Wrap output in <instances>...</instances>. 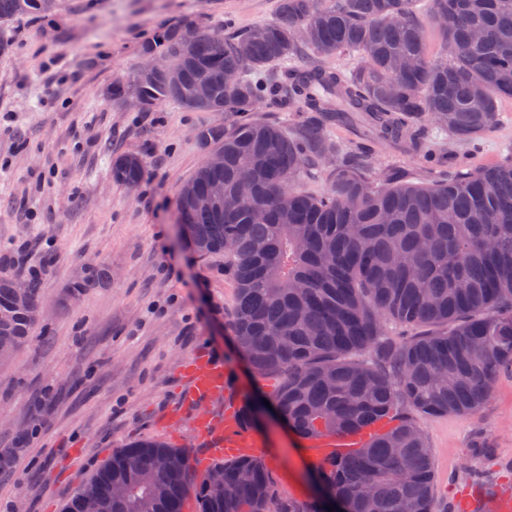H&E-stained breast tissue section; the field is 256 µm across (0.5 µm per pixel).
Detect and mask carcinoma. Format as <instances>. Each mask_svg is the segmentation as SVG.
Returning a JSON list of instances; mask_svg holds the SVG:
<instances>
[{
	"instance_id": "cac0c4a2",
	"label": "carcinoma",
	"mask_w": 512,
	"mask_h": 512,
	"mask_svg": "<svg viewBox=\"0 0 512 512\" xmlns=\"http://www.w3.org/2000/svg\"><path fill=\"white\" fill-rule=\"evenodd\" d=\"M417 0H279V17L216 32L198 23L183 55L180 21L144 41L159 71L133 75L140 111L170 101L234 122L198 132L224 154L200 167L177 197L181 232L202 256L224 254L236 302L229 324L255 373L278 384L268 401L303 439L339 436L387 418L395 425L365 447L317 463L316 480L347 512H432L430 450L414 415L476 414L496 375L512 370V147L501 164L456 170L429 185L374 171L370 156L335 140L345 112H365L378 133L430 158L473 141L512 98V0H428L445 44L427 54ZM58 0H0V23L54 12ZM353 54L357 66L327 70L293 61ZM178 58L173 81L167 61ZM272 65L281 78L268 80ZM239 80L224 87V73ZM201 77L211 98L196 102ZM483 91L472 90L475 83ZM260 108L297 112L288 124L252 119ZM311 160L330 162V186L300 185ZM145 161L124 154L113 178L137 185ZM214 182L224 206H200ZM0 277V345L13 351L33 324ZM393 320L415 329L393 336ZM176 456L179 469L164 461ZM224 491L197 475L189 453L154 438L129 443L90 479L105 512H325L318 496H282L257 456L217 459ZM129 498H112V485Z\"/></svg>"
}]
</instances>
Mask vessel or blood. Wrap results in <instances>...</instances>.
I'll use <instances>...</instances> for the list:
<instances>
[{
  "instance_id": "1",
  "label": "vessel or blood",
  "mask_w": 512,
  "mask_h": 512,
  "mask_svg": "<svg viewBox=\"0 0 512 512\" xmlns=\"http://www.w3.org/2000/svg\"><path fill=\"white\" fill-rule=\"evenodd\" d=\"M181 376L182 407L191 412L193 433L209 443L212 455L234 456L244 450L256 455L263 453L262 440L241 426L234 407H225L220 415L205 408L213 396L225 391L228 375L221 363L208 354L200 353L184 364ZM366 439L363 433L347 437H323L310 441L309 452L316 458L345 453ZM482 494V488L474 481L457 485L452 496L456 512H473Z\"/></svg>"
}]
</instances>
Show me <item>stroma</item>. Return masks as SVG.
Instances as JSON below:
<instances>
[{"label":"stroma","instance_id":"1","mask_svg":"<svg viewBox=\"0 0 512 512\" xmlns=\"http://www.w3.org/2000/svg\"><path fill=\"white\" fill-rule=\"evenodd\" d=\"M279 0H60L48 15L0 26V276H14L19 245L33 249L43 317L0 360V448L27 443L0 473V512H60L127 442L151 436L198 454L189 419L163 423L178 403L180 367L204 352L222 362L242 399L262 400L271 382L247 364L227 325L236 297L223 255L199 256L179 234L176 200L203 162L204 126L221 112L166 102L141 112L113 98L130 80L141 42L168 24L195 19L223 29L275 20ZM498 127L455 148L459 163L493 164L512 146V99ZM335 138L369 148L374 166L414 184L446 178L436 166L372 137L358 120ZM136 154L146 174L116 182L112 161ZM435 475L433 512L452 485L484 474L499 484L512 464V373L501 371L472 416L417 415ZM253 431L281 494L315 493L305 440L273 416ZM484 441L494 458L476 455Z\"/></svg>","mask_w":512,"mask_h":512}]
</instances>
